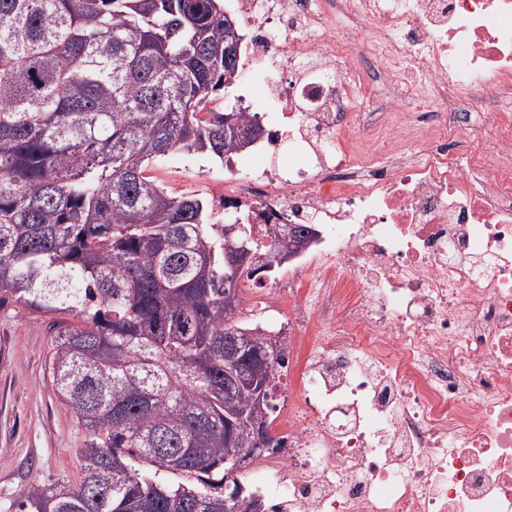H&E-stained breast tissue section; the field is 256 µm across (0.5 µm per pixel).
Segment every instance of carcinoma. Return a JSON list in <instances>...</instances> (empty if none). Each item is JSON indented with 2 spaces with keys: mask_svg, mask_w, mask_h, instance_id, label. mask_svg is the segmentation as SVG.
Returning <instances> with one entry per match:
<instances>
[{
  "mask_svg": "<svg viewBox=\"0 0 512 512\" xmlns=\"http://www.w3.org/2000/svg\"><path fill=\"white\" fill-rule=\"evenodd\" d=\"M244 39L224 0H0V300L51 317L58 397L88 438L77 485L30 512H266L225 489L251 420L271 424L284 351L242 317L230 223L147 175L170 154L224 160L205 111L235 85ZM258 260L314 224H278Z\"/></svg>",
  "mask_w": 512,
  "mask_h": 512,
  "instance_id": "carcinoma-1",
  "label": "carcinoma"
}]
</instances>
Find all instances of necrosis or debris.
Returning a JSON list of instances; mask_svg holds the SVG:
<instances>
[{"mask_svg":"<svg viewBox=\"0 0 512 512\" xmlns=\"http://www.w3.org/2000/svg\"><path fill=\"white\" fill-rule=\"evenodd\" d=\"M236 6L267 142L219 202L262 241L323 227L287 285L260 286L288 302L296 371L255 494L272 512H512V0ZM379 69L398 89L364 120L352 103ZM423 96L443 111L412 108ZM381 135L424 148L349 147Z\"/></svg>","mask_w":512,"mask_h":512,"instance_id":"necrosis-or-debris-1","label":"necrosis or debris"}]
</instances>
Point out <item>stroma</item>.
<instances>
[{
    "label": "stroma",
    "instance_id": "obj_1",
    "mask_svg": "<svg viewBox=\"0 0 512 512\" xmlns=\"http://www.w3.org/2000/svg\"><path fill=\"white\" fill-rule=\"evenodd\" d=\"M148 174L172 193L209 199L224 167L204 155L179 154L159 159ZM49 322L13 300L0 302V512H20L33 485H75L82 477L86 432L54 389Z\"/></svg>",
    "mask_w": 512,
    "mask_h": 512
}]
</instances>
